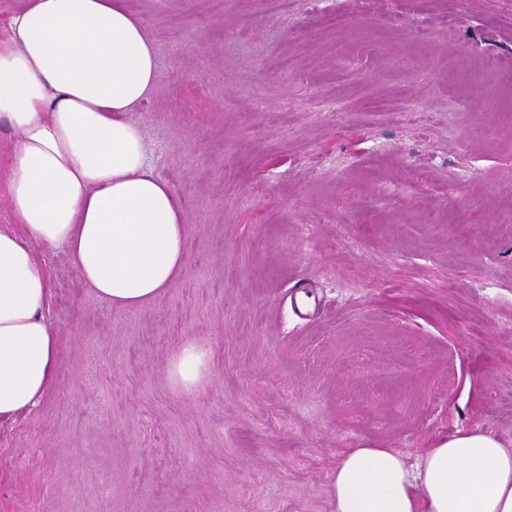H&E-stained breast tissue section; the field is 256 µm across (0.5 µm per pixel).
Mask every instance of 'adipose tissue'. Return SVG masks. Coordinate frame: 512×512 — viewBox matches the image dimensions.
Here are the masks:
<instances>
[{"mask_svg":"<svg viewBox=\"0 0 512 512\" xmlns=\"http://www.w3.org/2000/svg\"><path fill=\"white\" fill-rule=\"evenodd\" d=\"M159 81L157 47L124 0H26L0 40L18 223L0 229V422L32 414L55 380L60 339L37 249L66 250L116 309L151 304L185 265L183 207L132 118ZM209 360L206 346L185 343L171 385L203 388ZM329 496L331 512H512V449L459 430L412 470L392 449L352 448Z\"/></svg>","mask_w":512,"mask_h":512,"instance_id":"adipose-tissue-1","label":"adipose tissue"}]
</instances>
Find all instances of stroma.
I'll return each mask as SVG.
<instances>
[{
	"label": "stroma",
	"instance_id": "35a3bbf8",
	"mask_svg": "<svg viewBox=\"0 0 512 512\" xmlns=\"http://www.w3.org/2000/svg\"><path fill=\"white\" fill-rule=\"evenodd\" d=\"M125 6L160 54L132 117L186 261L118 310L39 250L61 348L0 428V512H330L347 449L512 448V0ZM188 341L196 392L167 379ZM210 350L199 343L187 342L171 359L167 375L171 385L182 391H196L209 375Z\"/></svg>",
	"mask_w": 512,
	"mask_h": 512
}]
</instances>
